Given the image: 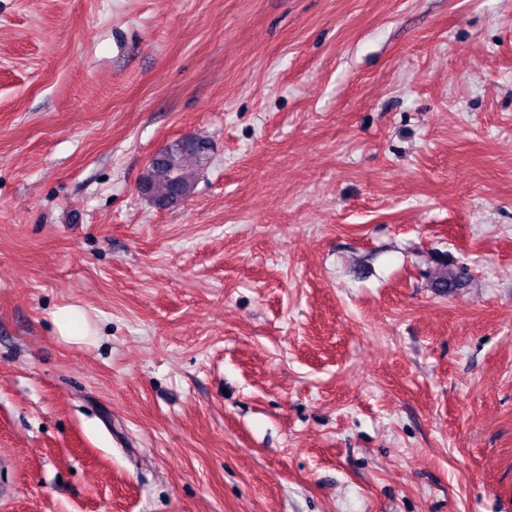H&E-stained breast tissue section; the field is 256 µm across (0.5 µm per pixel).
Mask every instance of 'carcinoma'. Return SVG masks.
<instances>
[{
  "label": "carcinoma",
  "mask_w": 512,
  "mask_h": 512,
  "mask_svg": "<svg viewBox=\"0 0 512 512\" xmlns=\"http://www.w3.org/2000/svg\"><path fill=\"white\" fill-rule=\"evenodd\" d=\"M203 162L204 154L196 143H176L151 160L141 182L153 201L170 206L191 193L194 170L190 165L199 166ZM460 282L459 273L449 268L445 261L441 263L432 287L447 289L460 285Z\"/></svg>",
  "instance_id": "cac0c4a2"
}]
</instances>
